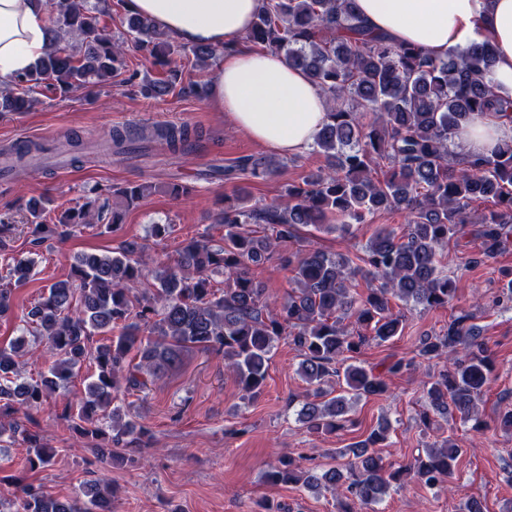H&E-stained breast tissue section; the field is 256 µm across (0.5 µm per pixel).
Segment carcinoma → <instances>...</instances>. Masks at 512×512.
Segmentation results:
<instances>
[{
  "label": "carcinoma",
  "instance_id": "1",
  "mask_svg": "<svg viewBox=\"0 0 512 512\" xmlns=\"http://www.w3.org/2000/svg\"><path fill=\"white\" fill-rule=\"evenodd\" d=\"M47 7L49 48L30 72L0 91L1 113L27 111L34 88L66 96L109 82L125 65V41L112 39L83 0H47ZM127 27L132 47L146 52L156 71L147 92L168 94L176 81L172 63L178 47L146 18L130 16ZM246 39L304 70L325 94L327 122L313 149L325 156L326 165L288 185L280 203L247 207L243 190L226 199L215 220L224 225L222 245L204 237L186 239L173 259L152 269L136 242L105 254L74 256L67 277L52 283L31 307L21 334L0 344V449L21 438L29 469L49 466L55 449L20 417H30L57 395L78 438L94 443L105 457L135 465L150 434L115 404L118 395L146 389L194 351L222 356L224 369L254 400L264 391L273 350L288 341L302 356L299 372L307 389L299 414L307 428L317 434L341 429L348 422V400L385 396L384 374L414 364L398 359L383 373L356 364L362 347L402 335L406 317L391 301L428 311L457 298L456 280L438 268L437 258L471 223L472 205L496 206L475 222L485 256L512 242V140L473 160L452 149L457 130L472 118L512 112V98L498 95L488 78L493 64L488 40L450 50L444 58L424 56L368 29L355 0H263ZM192 136L187 126L115 129L111 149L119 155L156 140L184 149ZM44 151L46 146L36 143L18 147L4 155L0 171L11 172ZM276 168V162L255 155L237 165L253 179L270 177ZM150 189L140 183L113 195L130 208ZM28 209L34 242L40 243L45 206L32 200ZM378 210L406 212L407 227L400 234L378 231L362 256L314 247L291 251L301 226L364 224ZM122 220L121 209L97 196L61 211L51 232L61 240L81 227L111 232ZM274 262L294 272L296 287L281 300L255 276ZM35 264L33 258L19 259L0 274V318L11 314L13 287L32 277ZM219 276L224 280L217 281ZM360 277L379 285L360 293ZM476 319L462 309L446 332L418 341V358L446 360L423 384L425 427L434 416L478 415L492 366ZM30 336L46 340L48 356V372L31 381L22 361ZM86 362L94 372L74 404L68 384ZM389 431L385 421L339 451L349 457L343 465L319 471L307 456L284 455L265 478L315 492L340 488L346 495L340 512H355L356 502L378 503L392 483L407 476L430 489L447 488L463 452L452 438L433 443L412 464L391 468L377 452ZM23 494L19 510L0 498V512H112L116 491L107 481H94L78 498L60 500L34 486Z\"/></svg>",
  "mask_w": 512,
  "mask_h": 512
}]
</instances>
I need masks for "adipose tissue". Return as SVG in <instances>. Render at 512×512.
Listing matches in <instances>:
<instances>
[{
	"mask_svg": "<svg viewBox=\"0 0 512 512\" xmlns=\"http://www.w3.org/2000/svg\"><path fill=\"white\" fill-rule=\"evenodd\" d=\"M367 26L427 56L466 47L481 28L491 45V81L512 96V0H356ZM262 0H127L130 12L149 18L179 41L207 45L221 60L209 83V102L237 129L280 155L313 144L326 121L327 99L301 69L277 54L245 42ZM42 0H0V87L28 72L49 45ZM512 138V116L478 117L463 126L455 148L465 155L489 153Z\"/></svg>",
	"mask_w": 512,
	"mask_h": 512,
	"instance_id": "adipose-tissue-1",
	"label": "adipose tissue"
}]
</instances>
